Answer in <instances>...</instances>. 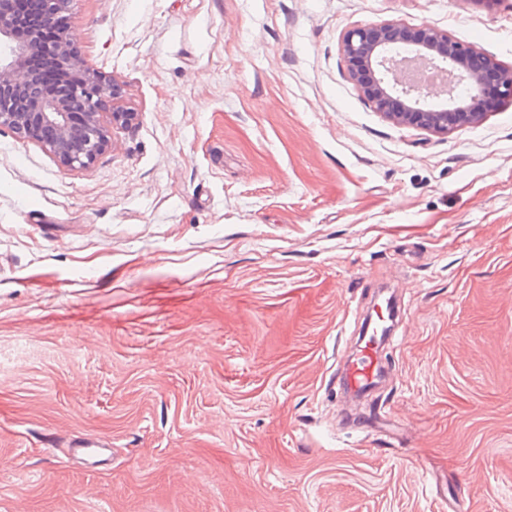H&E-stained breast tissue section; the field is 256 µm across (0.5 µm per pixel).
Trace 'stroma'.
Listing matches in <instances>:
<instances>
[{
    "label": "stroma",
    "mask_w": 512,
    "mask_h": 512,
    "mask_svg": "<svg viewBox=\"0 0 512 512\" xmlns=\"http://www.w3.org/2000/svg\"><path fill=\"white\" fill-rule=\"evenodd\" d=\"M386 21L512 69V0H76L132 118L74 171L0 130V512H512V101L390 122L340 48ZM377 351V337L369 336L362 355L346 365L344 380L347 390H364L376 382L380 370ZM111 454L112 451L110 444L107 441L101 439H75L70 442L66 451V457L76 460H83L85 464H88L92 467L104 460H107V458L101 459V457L108 455L109 458Z\"/></svg>",
    "instance_id": "obj_1"
}]
</instances>
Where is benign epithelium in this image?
<instances>
[{
    "mask_svg": "<svg viewBox=\"0 0 512 512\" xmlns=\"http://www.w3.org/2000/svg\"><path fill=\"white\" fill-rule=\"evenodd\" d=\"M74 2L38 0L31 28L37 31L46 21L68 15ZM19 26L14 0H0V129L39 144L67 169L87 168L111 146L100 104L115 89L92 72L84 83L66 86L57 97L39 94L37 80L24 68L36 44L19 36ZM342 48L350 77L364 97L400 125L447 134L478 122L484 105L475 60L498 72L500 97L512 100L511 71L428 23L408 28L388 21L354 28L344 35ZM58 62L64 72L77 64L66 31Z\"/></svg>",
    "mask_w": 512,
    "mask_h": 512,
    "instance_id": "obj_1",
    "label": "benign epithelium"
}]
</instances>
